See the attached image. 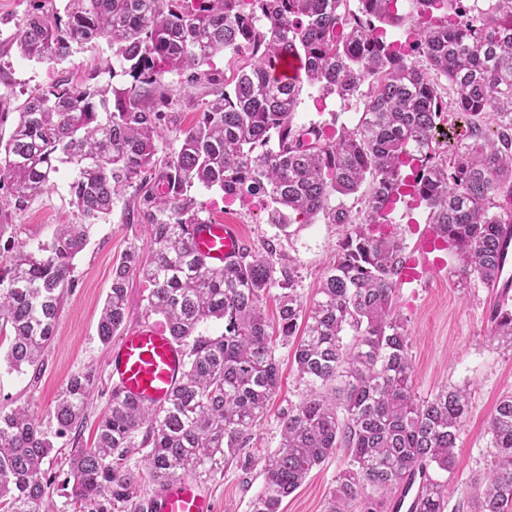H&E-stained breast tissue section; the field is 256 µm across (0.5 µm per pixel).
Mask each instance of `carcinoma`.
Masks as SVG:
<instances>
[{
    "label": "carcinoma",
    "mask_w": 512,
    "mask_h": 512,
    "mask_svg": "<svg viewBox=\"0 0 512 512\" xmlns=\"http://www.w3.org/2000/svg\"><path fill=\"white\" fill-rule=\"evenodd\" d=\"M33 2L16 35L23 57L61 62L74 46L105 38L115 61L99 70L106 81L68 76L31 90L0 144V188L14 207L54 187L67 165L80 216L56 225L47 241L18 245L9 269H0L8 366L38 378L75 288L74 259L130 188L144 192L150 249L144 257L133 248L112 266L97 335L108 344L124 325L137 271L149 285L142 317H162L187 358L162 408L112 393L95 446L69 458L78 512L101 498L130 497L140 476L125 461L137 446L148 449L158 483L187 471L251 470L253 428L280 383L260 306L273 288L276 336L292 345L310 395L283 417L249 512H282L284 499L339 448L350 462L327 512H386L391 494L417 477L410 512H445L447 486L426 470L454 469L468 395L446 386L428 399L414 393L407 329L394 311L403 245L381 230V219L392 195L408 196L461 261L458 279L488 285L499 277L504 234H512V0L471 15L463 0H357L354 10L350 0H66L61 10L47 8L54 0ZM401 27L405 48L388 37ZM220 54L226 73L210 69ZM289 55L302 62L290 81L276 76ZM172 73L186 76V94L203 77L221 86L193 125L176 130L161 110ZM118 75L130 85L114 87ZM442 80L457 88L453 113L471 138L444 153L435 141L437 124L449 118ZM314 87L343 99L365 95L357 125L332 136L294 125L304 90ZM171 132L178 146L165 153ZM155 179L166 190H144ZM366 182V218L357 224L332 201ZM195 187L230 198L261 194L283 231L319 218L341 225L317 297L303 303L295 268L267 258L268 243L261 252L243 249L222 270L209 267L193 247L192 227L204 221ZM208 322L224 331L200 334ZM491 322L493 337L512 343V311L495 309ZM91 390L88 373L67 381L53 411L56 437L80 426ZM488 430L491 463L473 479L471 512H512V396L498 402ZM53 448L31 410L0 409V512H49L43 465Z\"/></svg>",
    "instance_id": "cac0c4a2"
}]
</instances>
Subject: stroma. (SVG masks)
<instances>
[{
  "mask_svg": "<svg viewBox=\"0 0 512 512\" xmlns=\"http://www.w3.org/2000/svg\"><path fill=\"white\" fill-rule=\"evenodd\" d=\"M32 9V0H0V135L9 136L15 116L13 108L27 92L46 86L65 75L80 76L112 61V45L98 38L75 48L61 63L35 62L23 58L13 39ZM363 110L362 100H341L306 89L294 117L296 126L317 124L333 132L354 127ZM68 170H61L54 187L21 210L13 211L11 236L0 239V268L10 259L12 241L48 240L55 225L76 223L78 217L69 204ZM193 194L206 217L238 224L245 246L262 249L274 245L276 264L292 263L298 273L296 289L302 300L312 301L321 274L338 249V225L316 221L291 225L280 231L269 221L268 201L261 195L225 204L221 193L202 188ZM150 243V226L138 212L127 211L117 202L111 216L95 225L87 247L74 260L76 286L68 295L59 319L56 337L45 351L39 376L18 373L0 364V407H28L43 424L55 398L75 373L87 370L95 376L92 403L76 434L58 439L44 466L49 483V502L54 512H74L68 468L65 460L74 449L91 447L100 415L112 397L113 382L107 370L111 353L97 336L100 310L112 281V266L130 247L145 248ZM459 261L447 254L442 269L429 272L418 283L400 285L396 311L409 333L413 364V386L425 398L443 385L466 388L470 393L468 411L457 441V462L453 473L431 468L429 474L448 488L446 512H467L473 494V479L483 473L491 459L487 423L497 403L512 395V345L491 338V314L497 300L481 281H460L454 270ZM281 381L270 401L268 412L254 430L257 454L274 453L280 442L281 418L298 405L307 389L291 363V348H276ZM349 463L337 452L313 469L306 482L283 503V512H326L336 479ZM203 487L216 502L217 512H248L250 501L260 492V469L245 474L231 468L201 477Z\"/></svg>",
  "mask_w": 512,
  "mask_h": 512,
  "instance_id": "stroma-1",
  "label": "stroma"
}]
</instances>
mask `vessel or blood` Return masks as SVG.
Here are the masks:
<instances>
[{
	"label": "vessel or blood",
	"instance_id": "vessel-or-blood-1",
	"mask_svg": "<svg viewBox=\"0 0 512 512\" xmlns=\"http://www.w3.org/2000/svg\"><path fill=\"white\" fill-rule=\"evenodd\" d=\"M193 244L214 269L242 248L238 225L212 220L195 225ZM185 353L165 328L148 321L128 329L112 348L111 376L121 396L148 406L165 405L182 377ZM151 512H216L211 496L195 480L168 481L151 498Z\"/></svg>",
	"mask_w": 512,
	"mask_h": 512
}]
</instances>
